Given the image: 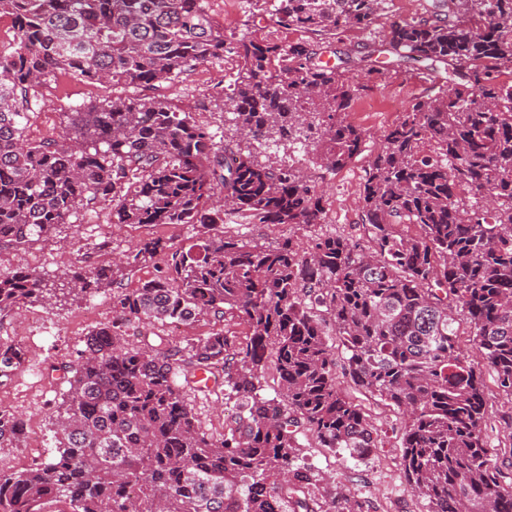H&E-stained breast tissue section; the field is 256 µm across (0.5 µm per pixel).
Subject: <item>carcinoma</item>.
<instances>
[{"mask_svg":"<svg viewBox=\"0 0 512 512\" xmlns=\"http://www.w3.org/2000/svg\"><path fill=\"white\" fill-rule=\"evenodd\" d=\"M274 23L319 37L288 46L247 32L224 41L205 0H0L15 21L0 48V251L49 237L80 207L112 203L114 224L198 225L189 247L137 242L111 265L77 260L49 282L28 267L0 272V323L54 298L91 296L117 274L170 253L167 269L118 295L112 320L85 337L69 390L51 412L58 455L0 472V512H360L349 495L312 496L296 464L298 431L363 459L377 431L336 385L324 329L332 321L344 371L403 417V473L428 512H512L497 450L484 434L481 371L458 345L453 310L512 395V0H431L426 19L393 22L364 46L367 82L378 55L444 72L448 88L415 98L383 135L360 191L365 239L323 235L301 250L288 236L247 246L224 232L249 224L325 221L315 172L358 157L348 122L364 86L329 64L331 39L367 31L385 0H252ZM229 53L239 69L216 144L190 113L157 97L77 106L63 137L32 142L37 87L58 74L156 89ZM271 155L263 162L253 143ZM231 315L240 342L211 329L186 347L131 350L130 319L153 323ZM281 398L260 395L269 357ZM24 350L0 338V386ZM224 385L236 411L224 436L200 430L175 377ZM23 419L0 406V447H18Z\"/></svg>","mask_w":512,"mask_h":512,"instance_id":"cac0c4a2","label":"carcinoma"}]
</instances>
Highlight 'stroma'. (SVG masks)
I'll use <instances>...</instances> for the list:
<instances>
[{
    "label": "stroma",
    "mask_w": 512,
    "mask_h": 512,
    "mask_svg": "<svg viewBox=\"0 0 512 512\" xmlns=\"http://www.w3.org/2000/svg\"><path fill=\"white\" fill-rule=\"evenodd\" d=\"M206 7L214 21L223 27L228 40L247 30L257 37L284 43L305 38L304 33L278 28L268 15L254 10L251 0H207ZM237 70L236 58L228 54L223 60L187 70L175 82L163 84L157 94L176 110L191 113L220 142L224 139V108L214 94L229 89ZM440 84V79L423 74L418 63L394 62L389 64L385 79L361 92L357 104L362 112L351 115L350 120L365 131L368 148L365 155L347 167L324 173L319 179L316 190L327 200L325 223L305 230L231 223L227 226L229 233L243 243L270 247L288 235L302 243L323 234L359 236V197L368 156L381 150L382 135L397 121L399 110L407 109L415 97L437 91ZM143 93V88L136 84L98 83L74 75L47 80L38 89L44 105L32 116L26 134L33 140L60 137L66 114L75 106ZM394 101L399 104L395 111L390 108ZM157 235L174 237L178 245L186 246L195 242L197 229L191 224L175 228L152 225L118 228L112 223L110 206L104 204L90 212L78 211L53 238L1 253L0 270L24 265L58 280L65 277L78 254H86L96 263L106 262L140 239ZM116 297L117 292L112 289L87 300L68 298L54 305L28 308L0 323V337L15 341L27 351L12 382L0 388V403L34 425L41 439L42 461H51L57 454L50 413L69 389L65 371L79 362L89 331L111 320ZM458 319L461 348L480 369L485 382L488 408L485 433L494 442L506 423L512 422V397L498 389L492 370L473 344L466 314H459ZM183 396L201 430L223 435V411L228 407L223 390L203 393L189 384L184 386ZM365 407L383 440L381 449L357 461L346 454L317 447L311 435L303 433L298 437L300 464L314 474L319 491L354 494L364 512H425L423 500L412 493L401 470V450L395 436L400 426L398 414L370 400Z\"/></svg>",
    "instance_id": "obj_1"
}]
</instances>
